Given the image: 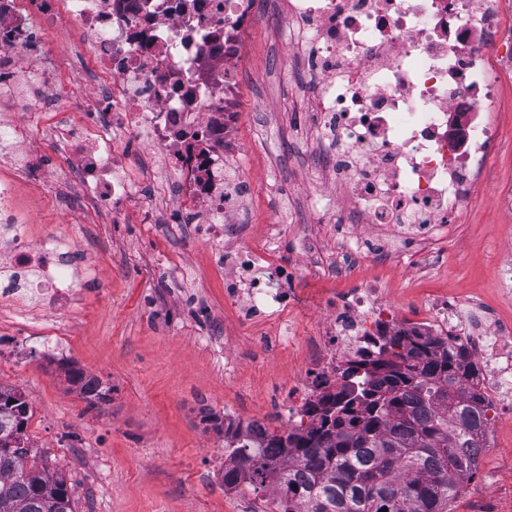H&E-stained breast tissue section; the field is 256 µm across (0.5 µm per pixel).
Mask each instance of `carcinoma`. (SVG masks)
Returning a JSON list of instances; mask_svg holds the SVG:
<instances>
[{
	"label": "carcinoma",
	"instance_id": "obj_1",
	"mask_svg": "<svg viewBox=\"0 0 512 512\" xmlns=\"http://www.w3.org/2000/svg\"><path fill=\"white\" fill-rule=\"evenodd\" d=\"M390 344L393 351L343 369L314 425L272 431L253 446L234 442L224 484L247 477L273 496L277 512H451L486 447L478 363L432 336ZM65 377L87 399L105 398L97 378L74 369ZM29 414L22 393L0 389V512H73L65 474L25 441ZM259 448L289 456L267 461Z\"/></svg>",
	"mask_w": 512,
	"mask_h": 512
}]
</instances>
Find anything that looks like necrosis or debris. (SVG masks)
<instances>
[{"mask_svg":"<svg viewBox=\"0 0 512 512\" xmlns=\"http://www.w3.org/2000/svg\"><path fill=\"white\" fill-rule=\"evenodd\" d=\"M299 60L328 184L354 239L387 238V252L422 248L438 225L467 210L496 138L486 110L496 96L494 49L512 42L504 0H276ZM256 0H0V308L32 317L81 303L95 261L54 231L34 235L17 201L18 151L44 128L65 151L64 175L110 223L154 183L145 224L189 230L224 279V304L259 328L285 318L294 279L275 263V245L233 229L249 209L252 182L237 165L241 72ZM68 21L89 63L83 112H61L63 83L41 41L42 26ZM39 71H32V63ZM143 141L140 159L123 155ZM174 187H167V179ZM310 338V358L280 406V420L308 428L323 392L346 363L377 354L384 337L447 338L476 356L484 312L431 298L416 319L364 283L327 298Z\"/></svg>","mask_w":512,"mask_h":512,"instance_id":"1","label":"necrosis or debris"}]
</instances>
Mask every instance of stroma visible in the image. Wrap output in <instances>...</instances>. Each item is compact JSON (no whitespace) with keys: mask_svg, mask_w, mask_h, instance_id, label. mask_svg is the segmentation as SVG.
Wrapping results in <instances>:
<instances>
[{"mask_svg":"<svg viewBox=\"0 0 512 512\" xmlns=\"http://www.w3.org/2000/svg\"><path fill=\"white\" fill-rule=\"evenodd\" d=\"M263 5L248 35L238 138L239 164L253 178L247 221L253 238L276 233L282 260L298 268L304 304L286 324L287 347L256 346V330L237 324L224 306V283L210 272L201 247L165 224H143L130 207L118 224L75 209L74 189L60 170L57 149L32 131L23 149L36 157L18 183L19 204L33 234L51 228L74 236L93 256L96 278L83 304L49 314L65 327L66 344L37 334L20 314L0 313V388L21 392L30 407L26 436L49 467L68 476L74 512H273L269 494L242 486L224 490V432L211 415L232 410L241 421L277 407L301 369L324 298L371 281L387 298L411 306L441 292L476 302L512 320V295L500 272L512 269V74L498 80L490 106L497 130L472 202L443 235L437 257L367 259L353 277L341 275L339 224L329 215L335 193L316 195L321 169L314 159L306 100L288 70L284 26L270 23ZM41 37L62 70L77 75L84 57L77 34L61 25ZM190 269V290L206 295L209 315H186L185 289L153 263L156 256ZM238 366L224 371V354ZM100 380L108 394L89 403L67 382L65 368ZM487 450L452 512H512V414L488 412Z\"/></svg>","mask_w":512,"mask_h":512,"instance_id":"stroma-1","label":"stroma"}]
</instances>
